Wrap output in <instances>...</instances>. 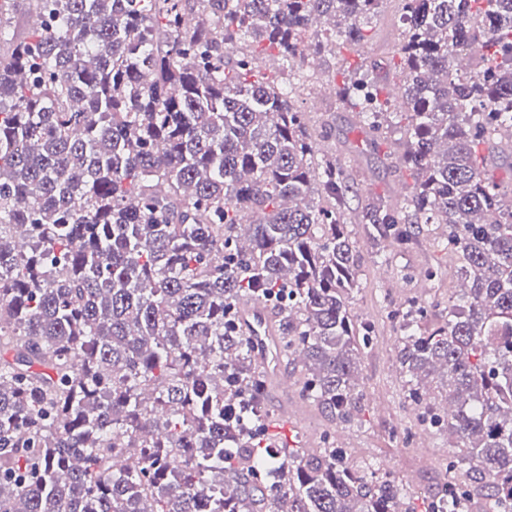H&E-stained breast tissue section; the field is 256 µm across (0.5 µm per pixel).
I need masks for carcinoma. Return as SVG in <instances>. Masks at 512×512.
I'll return each instance as SVG.
<instances>
[{
    "label": "carcinoma",
    "mask_w": 512,
    "mask_h": 512,
    "mask_svg": "<svg viewBox=\"0 0 512 512\" xmlns=\"http://www.w3.org/2000/svg\"><path fill=\"white\" fill-rule=\"evenodd\" d=\"M382 2L26 0L20 38L0 0V512H415L327 437L288 446L238 309L282 321L331 424L358 416L349 187L248 47L290 70L364 43ZM401 3L384 80L336 91L413 179L359 223L402 247L444 225L464 277L442 323L400 316L408 395L471 479L425 512H512V196L483 155L512 142V0Z\"/></svg>",
    "instance_id": "1"
}]
</instances>
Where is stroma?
<instances>
[{
    "mask_svg": "<svg viewBox=\"0 0 512 512\" xmlns=\"http://www.w3.org/2000/svg\"><path fill=\"white\" fill-rule=\"evenodd\" d=\"M402 30L400 0H383L380 13L370 23L371 39L354 50L327 52L304 67L306 81L296 83L297 106L306 112L310 125L322 133V154L335 157L348 185L351 212L347 216L356 246L360 287L348 308L354 322L369 323L371 341L360 359L364 404L355 423L332 428L328 418L302 399L297 387L287 394L270 390L265 407L280 412L292 406V432L315 443L329 429L336 432V445L355 460L380 462L387 470L409 478L415 505L434 497L446 479L453 451L446 436L420 430L416 412L407 401L404 383L396 366L399 347L398 314L410 301L447 302L448 293L460 287L461 275L454 256L434 250L428 240L398 247L370 241L356 215L374 198L402 203L395 185L411 188L405 169L388 161L403 153L400 132L371 143L359 124L355 110L340 104L333 86L349 78H370V60L393 51Z\"/></svg>",
    "mask_w": 512,
    "mask_h": 512,
    "instance_id": "1",
    "label": "stroma"
}]
</instances>
